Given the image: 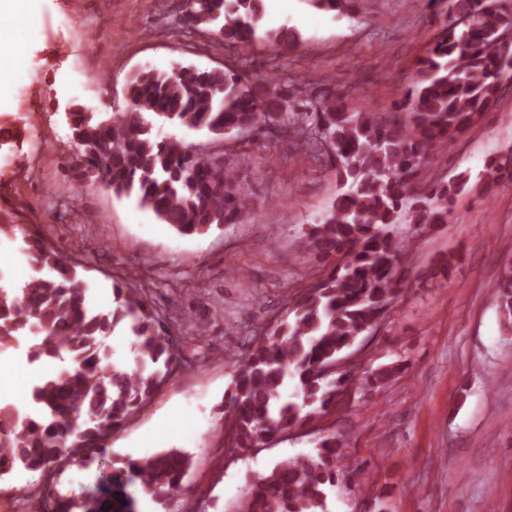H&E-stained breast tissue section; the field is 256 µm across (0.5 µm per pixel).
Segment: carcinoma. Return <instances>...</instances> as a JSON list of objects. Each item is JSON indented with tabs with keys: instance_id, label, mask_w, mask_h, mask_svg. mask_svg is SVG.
I'll return each mask as SVG.
<instances>
[{
	"instance_id": "cac0c4a2",
	"label": "carcinoma",
	"mask_w": 512,
	"mask_h": 512,
	"mask_svg": "<svg viewBox=\"0 0 512 512\" xmlns=\"http://www.w3.org/2000/svg\"><path fill=\"white\" fill-rule=\"evenodd\" d=\"M349 15L360 0H310ZM262 0H184L183 26L211 31L230 47L256 41ZM279 54L299 43L287 30L266 33ZM512 0H448V18L414 81L395 106L403 119L352 112L342 95L313 97L275 74L253 79L236 72L185 66L172 74L140 70L129 80L122 112H73L74 184L132 199L183 236L241 224L256 209L238 163L194 151L167 127L238 138L268 123L284 143L313 159L336 155L339 192L311 225L309 249L334 261L289 307L269 334L252 343L226 394L224 421L231 447L244 452L297 428L336 403L351 379L376 387L393 375L327 371L363 334L385 319L400 296L397 271L410 241L392 226L406 216L420 229L445 223L448 203L469 192V177L439 175L420 186L423 166L443 167L458 135L489 111L512 82ZM31 279L0 284V351L22 349L31 364L64 363L18 404H0V485L19 474H43L79 458L95 466L100 493L73 498L41 485L51 512H135L137 497L163 505L180 489L191 459L171 449L118 466L108 440L167 380L179 348L145 298V289L112 284L115 307L89 299L75 254L37 236L23 237ZM505 329L512 330V263L496 286ZM124 323L134 363L108 364L114 328ZM291 397L282 396L284 388ZM349 458L336 437L316 455L284 459L251 473L235 512H326L338 464Z\"/></svg>"
}]
</instances>
